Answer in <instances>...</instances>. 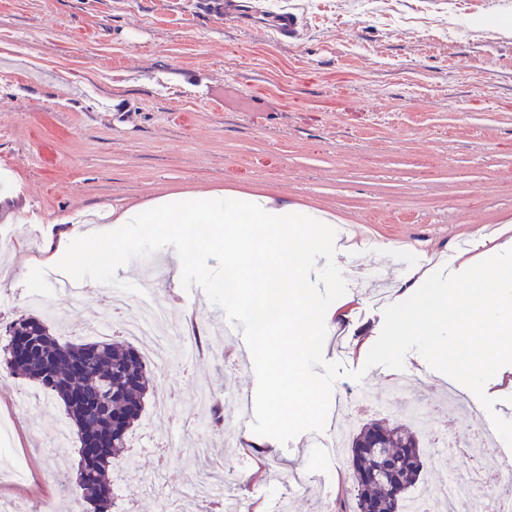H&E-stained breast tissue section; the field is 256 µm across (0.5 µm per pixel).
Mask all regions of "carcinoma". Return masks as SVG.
I'll return each instance as SVG.
<instances>
[{
  "instance_id": "obj_1",
  "label": "carcinoma",
  "mask_w": 512,
  "mask_h": 512,
  "mask_svg": "<svg viewBox=\"0 0 512 512\" xmlns=\"http://www.w3.org/2000/svg\"><path fill=\"white\" fill-rule=\"evenodd\" d=\"M0 362L12 374L38 383L60 400L77 428L79 442L94 436L104 446L92 453L80 448L75 479L64 477L68 492L95 512H109L114 497L110 467L129 448V437L144 411L151 379L138 348L129 342L96 339L72 343L56 336L46 319L22 315L5 327ZM35 346L18 363L13 351L19 339ZM123 419L112 429V417ZM353 476L361 491L351 490V505L339 512H405L411 492L424 484L427 467L422 443L405 424L365 422L348 440Z\"/></svg>"
}]
</instances>
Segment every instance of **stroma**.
Returning a JSON list of instances; mask_svg holds the SVG:
<instances>
[{
  "label": "stroma",
  "instance_id": "obj_1",
  "mask_svg": "<svg viewBox=\"0 0 512 512\" xmlns=\"http://www.w3.org/2000/svg\"><path fill=\"white\" fill-rule=\"evenodd\" d=\"M305 16L299 41L268 27L206 16L199 0H0V328L23 313L49 315L69 338L104 304L54 293L47 251L59 223L120 211L160 196L223 189L319 210L349 237L345 277L384 272L387 299L348 289L328 309L325 360L346 371L331 410L347 432L370 419L417 426L446 414L445 436L491 427L482 405L449 413V377L409 352L411 386L394 390L380 368L363 371L382 311L432 273H458L512 242V5L504 0H267ZM137 40H129V32ZM174 248L128 262L117 278L175 318H195L212 351L171 339L150 365L152 391L116 470L112 512H205L187 497L194 476L221 468L243 512H336L351 485L350 451L310 454L237 432L228 447L210 426L227 395L256 393L253 369L233 363L222 317L200 287L183 288ZM59 307L48 314L40 297ZM211 407H198L201 391ZM24 478L0 473V501L40 512H79L55 479L76 470L77 429L60 402L0 368V420ZM263 453H256L253 442ZM207 455L194 454L196 446ZM425 487L466 479V454L426 447ZM322 474L324 482L313 481Z\"/></svg>",
  "mask_w": 512,
  "mask_h": 512
}]
</instances>
